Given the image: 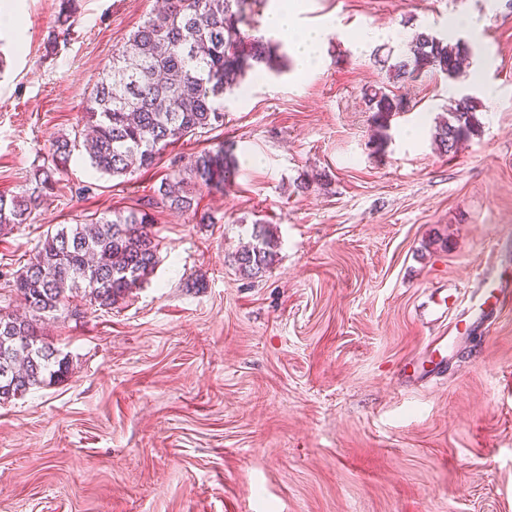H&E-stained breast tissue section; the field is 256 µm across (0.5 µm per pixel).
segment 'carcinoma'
I'll return each instance as SVG.
<instances>
[{"mask_svg": "<svg viewBox=\"0 0 512 512\" xmlns=\"http://www.w3.org/2000/svg\"><path fill=\"white\" fill-rule=\"evenodd\" d=\"M262 0H164L112 56V65L87 100L91 133L79 143L65 135L53 141L54 168L42 171L37 186L10 198L0 196V233L24 224L44 196L52 193L56 172L77 147L91 166L123 177L154 165L160 151L188 135L224 121V91L239 87L248 74L280 72V44L242 29L246 8ZM471 53L467 43L414 34L409 54L387 65L394 82L422 73L456 79ZM264 69H259V66ZM372 120L385 127L402 100L375 87L365 92ZM476 104L462 98L436 123L433 140L443 155L453 154L475 131ZM238 173L234 148L221 144L195 156L191 165L163 179L155 204L193 209L196 195L227 186ZM144 208L113 212L88 224H63L45 234L33 257L5 281L23 302L25 315L0 307V402L9 401L70 371L68 354L44 337V324L81 298L100 309L140 287L153 273L159 242ZM278 242L270 225L253 224L251 241L233 257L239 274L257 278L273 263Z\"/></svg>", "mask_w": 512, "mask_h": 512, "instance_id": "1", "label": "carcinoma"}]
</instances>
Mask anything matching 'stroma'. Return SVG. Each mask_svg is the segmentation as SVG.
I'll list each match as a JSON object with an SVG mask.
<instances>
[{"label": "stroma", "instance_id": "obj_1", "mask_svg": "<svg viewBox=\"0 0 512 512\" xmlns=\"http://www.w3.org/2000/svg\"><path fill=\"white\" fill-rule=\"evenodd\" d=\"M0 24V195L33 189L53 137L81 135L94 84L156 0H10ZM465 17V28L450 29ZM329 34L318 69L224 95V123L113 178L74 151L0 276L59 224L143 205L193 156L234 144L240 173L196 212L153 209L158 263L109 310L46 333L67 377L0 404V512H512V306L468 330L447 370L417 373L431 298L512 271V0H303ZM472 49L455 80L389 83L415 32ZM406 107L377 134L365 88ZM493 97H486V89ZM479 126L454 155L431 129L463 96ZM308 182L307 192L297 186ZM214 216L211 224L200 214ZM278 239L259 278L233 256L254 221Z\"/></svg>", "mask_w": 512, "mask_h": 512}]
</instances>
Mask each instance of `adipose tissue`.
<instances>
[{
    "mask_svg": "<svg viewBox=\"0 0 512 512\" xmlns=\"http://www.w3.org/2000/svg\"><path fill=\"white\" fill-rule=\"evenodd\" d=\"M298 5L296 0H277L275 6L264 15L267 29L282 34L291 48L298 64L305 69L315 67L319 60V47L323 42L325 28H302L296 23Z\"/></svg>",
    "mask_w": 512,
    "mask_h": 512,
    "instance_id": "adipose-tissue-1",
    "label": "adipose tissue"
}]
</instances>
